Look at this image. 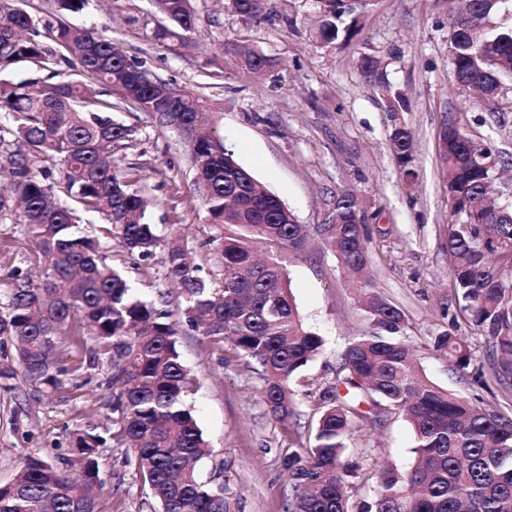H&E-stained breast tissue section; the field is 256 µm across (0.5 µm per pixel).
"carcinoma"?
Listing matches in <instances>:
<instances>
[{
	"label": "carcinoma",
	"instance_id": "1",
	"mask_svg": "<svg viewBox=\"0 0 512 512\" xmlns=\"http://www.w3.org/2000/svg\"><path fill=\"white\" fill-rule=\"evenodd\" d=\"M26 0H0V70L16 62L65 64L75 76L41 84L0 81V143L11 138L7 158L13 198L0 196V221L17 216L42 259L34 281L14 274L0 301V344H15L18 370L29 382L59 389L69 369L65 336L91 341L90 363L112 370V438L129 452L150 506L159 512H232L226 485L201 479L209 443L185 394L194 385L177 349L178 331L168 314L136 297L124 272L104 262L100 235L116 236L142 257L158 246L145 202L116 173L114 154L132 129L112 119L116 104L92 98L88 78L126 94L136 62L96 27L61 23L55 46L38 40L40 19ZM185 33L196 26L192 0H151ZM324 17L321 36L351 38L371 0H313ZM507 0H455L450 58L455 80L475 95L495 98L512 81V22L492 20ZM236 12L254 17L264 0H233ZM146 77L136 95L156 123L182 135L195 170L194 190L216 229L209 239L219 273L207 280L188 258L184 241L167 242L164 275L179 287L187 321L214 345L228 342L257 365L261 394L271 415H293V378L320 353L323 340L305 326L288 284L285 255L307 246L303 225L282 200L260 184L224 145L217 128L195 113L209 102ZM394 156L404 175L412 169L410 131L394 123ZM441 148L451 208L448 251L457 310L429 340L437 356L464 373L474 364L458 321L488 343L487 361L502 401L486 408L434 386L418 366L401 310L377 293L368 276V216L357 195H336L324 243L364 290L373 330L351 338L341 354L344 377L320 392L309 447L285 455L291 481L286 512H354L348 492L357 465L345 460L352 440L371 423L392 415L414 431L415 463L405 472L382 469L371 498L359 512H512V202L496 193V172L480 157L497 150L477 144L457 118L444 124ZM61 170L72 198H55L41 162ZM107 210L109 226L83 231L80 212ZM233 232L226 233L224 229ZM93 429L72 432L80 482L67 470L28 455L12 479L0 485V512H96L103 489L100 448Z\"/></svg>",
	"mask_w": 512,
	"mask_h": 512
}]
</instances>
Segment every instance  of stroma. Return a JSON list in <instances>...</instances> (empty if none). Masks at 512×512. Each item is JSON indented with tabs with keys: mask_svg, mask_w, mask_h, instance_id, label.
Here are the masks:
<instances>
[{
	"mask_svg": "<svg viewBox=\"0 0 512 512\" xmlns=\"http://www.w3.org/2000/svg\"><path fill=\"white\" fill-rule=\"evenodd\" d=\"M196 28L188 37L157 40L167 21L150 0H90L66 14L77 27L108 28L113 40L152 76L206 98L225 145L257 181L279 196L298 223H324L336 194L352 189L368 212L374 288L405 315L417 360L437 387L482 405H495L490 374L460 375L429 348L454 306L448 256V186L439 132L448 115L467 123L475 140L491 143L512 160V82L504 85L509 111L495 109L459 85L449 55L451 0H371L352 39L323 42L311 0H266L253 18L236 13L230 0H194ZM266 56L253 72L240 53ZM375 68H364V57ZM402 92L408 108L399 118L413 133L414 182L393 156L389 101ZM135 134L117 154L119 171L147 200V218L163 242L182 235L201 276L218 272L208 245L214 230L193 193L195 173L186 145L173 128L126 103L115 113ZM107 261L121 269L144 300L169 314L177 347L194 376L188 396L212 454L200 464L203 479H223L235 512H284L292 493L282 457L308 446L317 418L318 393L335 384L339 353L370 317L334 253L313 240L286 271L305 324L323 336L322 354L299 374L294 414L280 423L261 397V381L231 346L217 347L187 322L177 289L164 276L165 248L149 257L112 242ZM41 262L17 222L0 223V297L12 274L37 273ZM63 388L50 391L22 375L0 377V484L10 481L27 454L56 463L70 456L72 431L95 428L107 439L101 450L106 487L97 512H149L143 489L112 442V389L106 365L89 363L86 348L73 350ZM414 432L401 417L362 429L349 457L363 463L352 496L369 499L375 474L385 465L408 469Z\"/></svg>",
	"mask_w": 512,
	"mask_h": 512,
	"instance_id": "1",
	"label": "stroma"
}]
</instances>
